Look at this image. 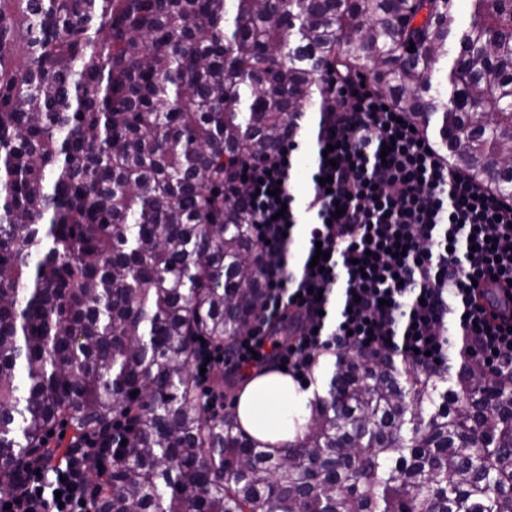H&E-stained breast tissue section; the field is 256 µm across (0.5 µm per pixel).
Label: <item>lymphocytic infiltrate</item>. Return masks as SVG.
<instances>
[{
	"instance_id": "f902f5d3",
	"label": "lymphocytic infiltrate",
	"mask_w": 512,
	"mask_h": 512,
	"mask_svg": "<svg viewBox=\"0 0 512 512\" xmlns=\"http://www.w3.org/2000/svg\"><path fill=\"white\" fill-rule=\"evenodd\" d=\"M321 80L335 108L319 130L306 210L316 217L308 241L329 257L297 271L288 262L296 135L241 161L248 190L226 198L254 226L266 297L250 332L229 347L198 346L195 367L211 374L228 364L239 374L273 364L303 382L327 354L382 349L431 365L455 342L486 377L512 373V300L500 313L486 309L498 302L497 285L512 289V198L453 170L361 77L327 70ZM284 321L288 339H273L271 326ZM125 437L116 423L104 440L46 446L0 496V512H91L81 463L102 446L107 463L120 462Z\"/></svg>"
}]
</instances>
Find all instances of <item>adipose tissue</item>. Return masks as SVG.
<instances>
[{"mask_svg": "<svg viewBox=\"0 0 512 512\" xmlns=\"http://www.w3.org/2000/svg\"><path fill=\"white\" fill-rule=\"evenodd\" d=\"M324 395L322 383L302 385L287 373L266 369L247 377L235 413L243 430L276 454L304 436L311 406Z\"/></svg>", "mask_w": 512, "mask_h": 512, "instance_id": "obj_1", "label": "adipose tissue"}]
</instances>
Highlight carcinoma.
<instances>
[{
	"label": "carcinoma",
	"mask_w": 512,
	"mask_h": 512,
	"mask_svg": "<svg viewBox=\"0 0 512 512\" xmlns=\"http://www.w3.org/2000/svg\"><path fill=\"white\" fill-rule=\"evenodd\" d=\"M457 2L0 0L1 491L49 428L123 414L93 512H512V374L338 355L277 455L191 377L195 338L232 344L265 297L224 184L315 91L331 111L323 70L371 68L453 168L512 195V8Z\"/></svg>",
	"instance_id": "carcinoma-1"
}]
</instances>
